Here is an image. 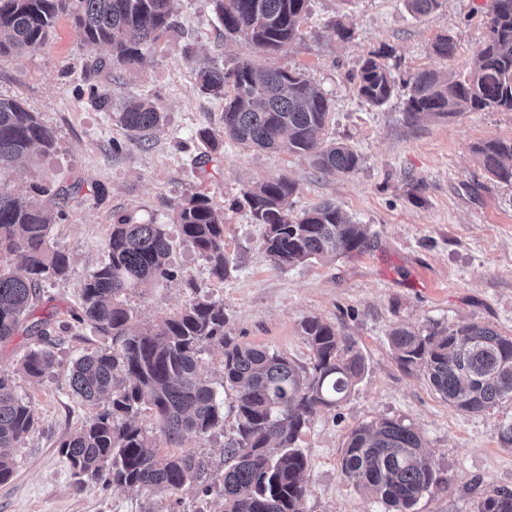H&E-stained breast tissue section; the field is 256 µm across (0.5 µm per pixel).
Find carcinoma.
Listing matches in <instances>:
<instances>
[{
	"mask_svg": "<svg viewBox=\"0 0 512 512\" xmlns=\"http://www.w3.org/2000/svg\"><path fill=\"white\" fill-rule=\"evenodd\" d=\"M308 0H214L224 38L242 40L266 52L286 49L298 36ZM68 17L88 52L110 46L114 66L144 59L159 38L174 29L171 0H0V57L43 46L60 16ZM356 90L379 106L395 83L378 57H369L356 74ZM200 92L224 100V135L262 149L307 153L330 114L327 95L300 72L265 69L249 61L232 69L202 65ZM409 114L452 119L467 111L512 112V0H494L487 36L475 66L464 77L434 71L408 81ZM119 122L130 139L146 145L163 124L154 103L129 97ZM55 136L38 113L0 95V256L21 259L17 275L0 259V343L18 331L31 311L41 282L63 278L69 257L50 240L60 219L34 184L26 198L7 189L5 175L39 148L53 149ZM480 165L495 179L512 183V138L473 148ZM358 156L330 143L314 154L324 174L348 173ZM295 185L285 177L264 181L244 195L253 223L264 228L262 248L278 268L321 256L363 253L370 228L345 217L334 203L293 214ZM181 235L224 280V218L205 195L174 206ZM108 261L83 283L80 311L72 317L108 336L112 348L79 358L68 387L87 401L107 399V409L64 440L77 484L104 479L115 487L149 486L174 492L186 484L216 493L220 512H299L306 493L307 457L296 441L323 410L342 402L361 379L365 364L355 342L317 317L300 322L312 358L300 366L288 355L247 345L225 330L224 305L190 300L175 315L149 329L132 326L122 292L173 276L171 241L163 224H133L120 218L106 242ZM35 346L21 361L32 379L55 364L49 332L35 324ZM390 347L401 368L421 371L431 388L461 414L485 413L512 403V337L469 323L462 326L395 327ZM222 348V387L236 392L235 430L224 438V475L216 484L206 462L194 454H161V445L185 433L207 436L224 430V401L202 377V355ZM148 410L156 420L149 432L137 416ZM38 418L35 406L18 396L13 375L0 369V483L14 473V450ZM341 472L368 491L386 512H412L425 496L446 489L441 470L421 436L401 421L380 419L356 427L348 436ZM474 512H512V491L496 489L475 502Z\"/></svg>",
	"mask_w": 512,
	"mask_h": 512,
	"instance_id": "carcinoma-1",
	"label": "carcinoma"
}]
</instances>
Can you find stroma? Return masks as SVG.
<instances>
[{"label":"stroma","instance_id":"stroma-1","mask_svg":"<svg viewBox=\"0 0 512 512\" xmlns=\"http://www.w3.org/2000/svg\"><path fill=\"white\" fill-rule=\"evenodd\" d=\"M493 0H439L433 15H414L407 0H309L298 38L267 54L224 38L213 0H173L174 31L143 63L92 70L68 18L36 50L0 57V94L20 100L55 134L52 151H35L9 174L11 192L49 189L64 219L50 237L70 257L67 276L42 283L29 321L49 319L57 336L55 365L43 378L20 372L34 340L19 331L0 344V369L14 373L19 396L38 413L36 427L15 450L13 478L0 484V512H218L197 484L170 493L151 487L118 488L89 481L77 486L61 442L103 411L69 392L65 378L75 359L108 347L110 338L75 323L88 273L103 265L106 240L121 217L165 225L175 273L166 283L129 290L121 299L139 327L178 312L189 299L224 306L227 331L240 342L277 349L300 365L311 350L299 323L316 316L351 337L365 371L349 396L323 410L301 435L308 458L300 512H385L348 482L341 457L350 432L381 418L411 425L443 469L446 490L426 497L415 512H473L481 494L512 490V449L498 430L512 421V404L462 415L442 401L420 372L395 361L388 334L397 326L480 323L512 336V184L484 172L475 144L512 137V112L471 111L449 120L409 116L406 91L375 106L355 90L362 61L380 54L395 80L428 70L465 75L486 33ZM350 31L338 38L334 21ZM443 36L454 57L436 55ZM249 61L299 71L320 87L331 113L319 142L347 145L359 156L349 173L325 175L310 156L260 150L224 136V102L196 87L199 65L229 68ZM151 99L165 116L149 145L129 140L118 122L125 99ZM209 129L223 147L200 138ZM123 142L113 152V141ZM287 177L296 186L294 212L336 203L354 222L370 225L372 247L280 269L267 258L263 228L242 208L252 185ZM195 194L209 197L224 216V252L232 268L215 279L209 264L184 239L172 207ZM235 393L224 394L223 432L184 436L165 453H195L213 476L224 472V435L232 431Z\"/></svg>","mask_w":512,"mask_h":512}]
</instances>
